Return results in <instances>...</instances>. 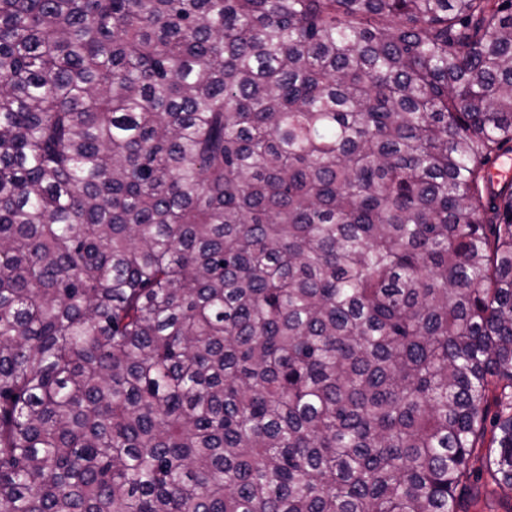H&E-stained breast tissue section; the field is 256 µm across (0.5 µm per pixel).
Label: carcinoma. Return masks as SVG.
Listing matches in <instances>:
<instances>
[{
    "mask_svg": "<svg viewBox=\"0 0 512 512\" xmlns=\"http://www.w3.org/2000/svg\"><path fill=\"white\" fill-rule=\"evenodd\" d=\"M510 151L512 0H0V512L512 494Z\"/></svg>",
    "mask_w": 512,
    "mask_h": 512,
    "instance_id": "cac0c4a2",
    "label": "carcinoma"
}]
</instances>
